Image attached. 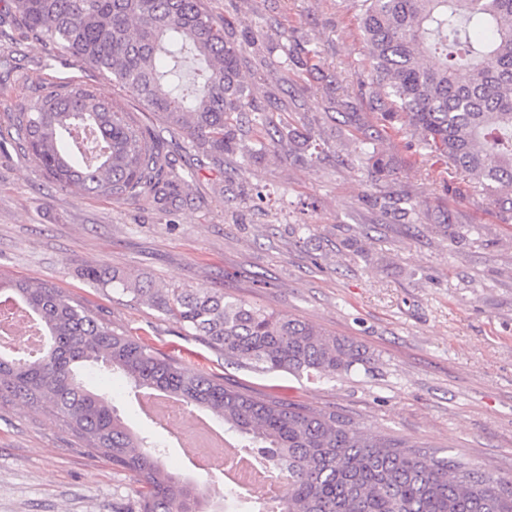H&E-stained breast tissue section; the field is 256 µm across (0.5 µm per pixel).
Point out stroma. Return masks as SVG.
<instances>
[{
	"mask_svg": "<svg viewBox=\"0 0 512 512\" xmlns=\"http://www.w3.org/2000/svg\"><path fill=\"white\" fill-rule=\"evenodd\" d=\"M237 29L317 49L322 73L275 51L244 81L272 122L321 143L318 162L278 149L225 155L215 173L183 136L167 137L178 170L197 171L177 209L119 204L65 191L16 144L0 143V273L49 281L156 350L263 398L333 410L354 425L447 451L512 479V224L418 138L382 129L369 92L360 21L349 0H204ZM0 0V125L38 85L76 80L121 104L145 127L158 121L90 66L61 58L13 22ZM347 101L331 108L330 99ZM380 131L390 173L367 167L351 144V114ZM448 212L452 224L437 225ZM100 264L178 288H216L362 344L368 368L311 383L225 361L173 320L130 297L90 286ZM114 404L134 430L166 441L175 472L203 477L181 444L183 422L142 413L127 392ZM133 477L88 454L48 413L0 406V512H134Z\"/></svg>",
	"mask_w": 512,
	"mask_h": 512,
	"instance_id": "stroma-1",
	"label": "stroma"
}]
</instances>
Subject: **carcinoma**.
<instances>
[{
    "label": "carcinoma",
    "mask_w": 512,
    "mask_h": 512,
    "mask_svg": "<svg viewBox=\"0 0 512 512\" xmlns=\"http://www.w3.org/2000/svg\"><path fill=\"white\" fill-rule=\"evenodd\" d=\"M14 19L53 54L123 87L197 152L224 169L250 136L259 152L318 145L270 121L240 79L244 48L271 65L264 31L238 39L203 0H10ZM360 18L383 126L421 136L471 187L512 214V0H351ZM359 150L388 166L363 126ZM4 135L56 185L117 203L184 200L194 172L175 169L160 137L120 104L73 82H51L12 113ZM83 277L178 321L224 358L310 382L369 363L356 341L214 288H172L97 265ZM24 312L44 342L0 344V402L41 408L86 449L130 473L139 512H213L220 467L195 481L170 471L165 445L131 429L94 377L116 375L128 393L204 411L235 448H257L288 471L275 512H512V479H494L448 455L354 426L330 410L254 396L191 372L49 281L0 273V321Z\"/></svg>",
    "instance_id": "cac0c4a2"
}]
</instances>
